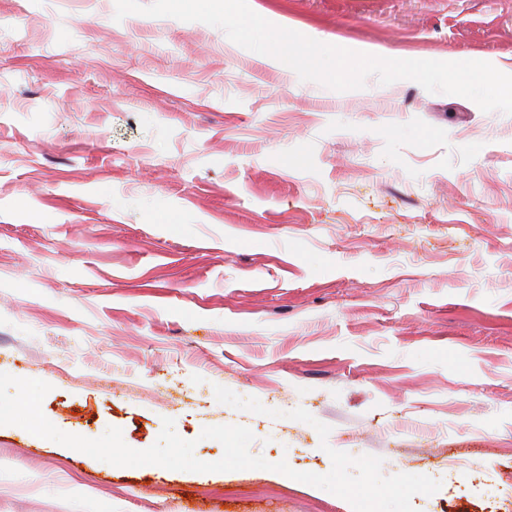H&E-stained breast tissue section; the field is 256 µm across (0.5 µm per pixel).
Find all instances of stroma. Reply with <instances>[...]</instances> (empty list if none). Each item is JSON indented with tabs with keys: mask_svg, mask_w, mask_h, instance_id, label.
I'll use <instances>...</instances> for the list:
<instances>
[{
	"mask_svg": "<svg viewBox=\"0 0 512 512\" xmlns=\"http://www.w3.org/2000/svg\"><path fill=\"white\" fill-rule=\"evenodd\" d=\"M393 59L512 72V0H255ZM0 0V372L145 450L163 418L431 475L416 512H512V114L411 80L337 92L202 22ZM253 393L273 419L220 404ZM304 408L331 432L288 419ZM328 449H321V442ZM0 512H352L269 470L117 467L0 426Z\"/></svg>",
	"mask_w": 512,
	"mask_h": 512,
	"instance_id": "obj_1",
	"label": "stroma"
}]
</instances>
